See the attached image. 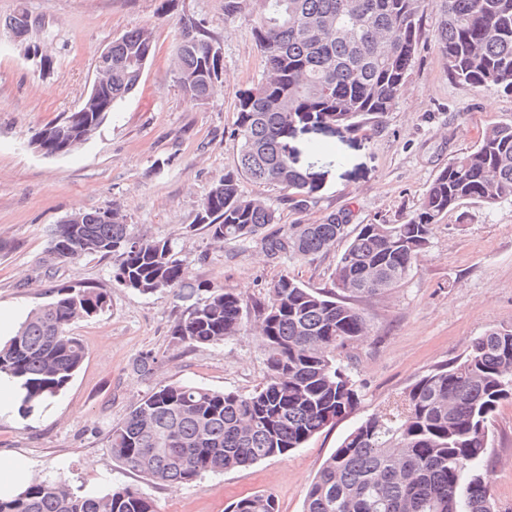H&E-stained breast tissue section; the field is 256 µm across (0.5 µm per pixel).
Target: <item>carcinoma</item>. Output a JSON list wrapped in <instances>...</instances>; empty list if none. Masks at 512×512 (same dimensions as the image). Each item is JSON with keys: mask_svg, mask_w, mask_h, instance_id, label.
Masks as SVG:
<instances>
[{"mask_svg": "<svg viewBox=\"0 0 512 512\" xmlns=\"http://www.w3.org/2000/svg\"><path fill=\"white\" fill-rule=\"evenodd\" d=\"M254 38L264 76L238 103L240 152L235 169L213 186L196 221L218 242H249L271 260L308 259L347 245L326 295L283 276L264 299L248 301L218 285L183 311L173 336L189 347L241 335L244 312L259 323L268 369L249 394L171 383L159 387L112 427V459L158 483H190L207 473L250 466L302 448L350 414L360 396L340 357L370 333L362 309L343 301L371 299L396 288L430 247L431 227L462 201L486 205L512 197V123L487 128L472 150L442 169L403 224L330 219L283 224L279 207L243 194L250 180L283 191L294 210L315 204L318 186L296 167L297 125L354 128L391 111L417 53L429 0H258ZM438 48L448 76L475 87L512 93V0H439ZM29 27L20 9L4 23L16 37ZM153 51L147 29L112 41V73L98 100L41 130L44 146L61 130H97L138 87ZM182 90L205 102L223 69L221 46L196 22L182 24L177 45ZM84 223L56 224L51 254L76 263L110 257L115 279L142 295L183 279L174 245L146 237L119 215L83 214ZM108 295L61 285L53 301L28 312L16 333L0 340V374L17 380L20 409L50 403L86 356L71 324L108 308ZM512 400V327H492L460 358L431 369L399 401L351 430L323 463L303 512H496L492 496L490 427ZM0 512H157L154 500L130 486L83 493L62 478L32 483ZM227 512H279L271 494H252Z\"/></svg>", "mask_w": 512, "mask_h": 512, "instance_id": "1", "label": "carcinoma"}]
</instances>
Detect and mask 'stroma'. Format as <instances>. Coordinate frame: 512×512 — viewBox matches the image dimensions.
I'll list each match as a JSON object with an SVG mask.
<instances>
[{
  "label": "stroma",
  "mask_w": 512,
  "mask_h": 512,
  "mask_svg": "<svg viewBox=\"0 0 512 512\" xmlns=\"http://www.w3.org/2000/svg\"><path fill=\"white\" fill-rule=\"evenodd\" d=\"M22 8L30 17L27 33L17 40L0 34V335H12L59 285L109 295L105 312L72 326L86 357L59 396L28 419L15 410L0 415V452L31 466L35 480L60 477L89 493L135 487L158 512H225L255 493L273 494L279 512H302L345 434L434 366L463 356L474 337L512 326V200L463 203L434 225L428 251L397 288L359 301L371 334L345 361L360 388L349 415L287 455L187 484H155L116 463L109 451L113 425L159 386L248 394L266 379L255 321L221 343L176 342L173 326L194 302L190 286L220 285L259 299L286 275L327 290L344 246L310 261L273 262L254 244L214 241L195 221L202 198L237 162L238 99L263 77L252 36L257 0H244L230 16L224 0H0V20ZM437 14L433 2L391 112L357 129H298V165L317 184V202L300 212L282 208L283 223L319 224L332 214L352 227L401 223L448 162L470 151L488 127L512 122V94L449 79L435 41ZM183 17L216 39L224 55L222 90L203 103L177 81ZM141 27L153 34V54L135 92L74 152L38 153L36 134L87 97L98 50ZM34 51L47 55V69L31 60ZM314 144L323 153H312ZM99 209L116 210L140 234L171 240L183 287L144 296L114 279L111 259L53 258L52 225ZM144 355L155 360L147 377L136 369ZM491 446L493 497L499 512H512L511 401L496 413Z\"/></svg>",
  "instance_id": "stroma-1"
}]
</instances>
